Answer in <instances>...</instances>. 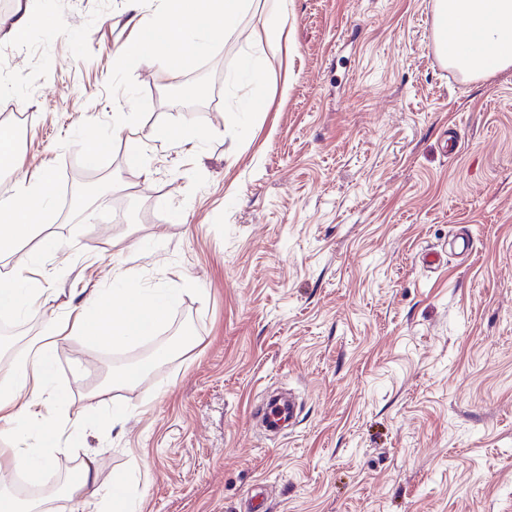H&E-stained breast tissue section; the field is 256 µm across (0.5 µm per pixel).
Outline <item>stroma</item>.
Wrapping results in <instances>:
<instances>
[{"label": "stroma", "mask_w": 512, "mask_h": 512, "mask_svg": "<svg viewBox=\"0 0 512 512\" xmlns=\"http://www.w3.org/2000/svg\"><path fill=\"white\" fill-rule=\"evenodd\" d=\"M27 6L23 31L0 30V110L28 125L0 170L44 201L0 274L46 293L7 313L0 383L35 342L74 352L21 434L56 449L31 500L512 512V71L442 62L431 0H287L277 47L257 42L253 0L175 80L116 64L160 0ZM247 52L267 80L229 83ZM102 175L103 194L66 204L68 180ZM121 288L179 301L127 346L85 337L90 292ZM275 392L297 410L272 435L258 413ZM88 456L102 498L65 496Z\"/></svg>", "instance_id": "35a3bbf8"}]
</instances>
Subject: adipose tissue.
Segmentation results:
<instances>
[{
	"instance_id": "1",
	"label": "adipose tissue",
	"mask_w": 512,
	"mask_h": 512,
	"mask_svg": "<svg viewBox=\"0 0 512 512\" xmlns=\"http://www.w3.org/2000/svg\"><path fill=\"white\" fill-rule=\"evenodd\" d=\"M245 5L246 0H180L181 23H171L168 14L158 15L157 41L171 50L166 66L177 68L189 43L202 49L218 41L220 29ZM433 11V41L449 66L473 79L512 69V0H433ZM154 42L143 40L123 48L118 54L121 63L154 64ZM41 194L40 185L32 183L22 187L21 200L0 205V254L31 235L35 213L27 202ZM176 301L173 293L146 295L133 288L119 296L95 291L89 298L94 316L82 327L92 338L121 344L151 335ZM53 382L52 349L43 344L35 348L31 363L17 368L14 391L0 392V424L31 422V404L23 398L27 386L45 389Z\"/></svg>"
}]
</instances>
